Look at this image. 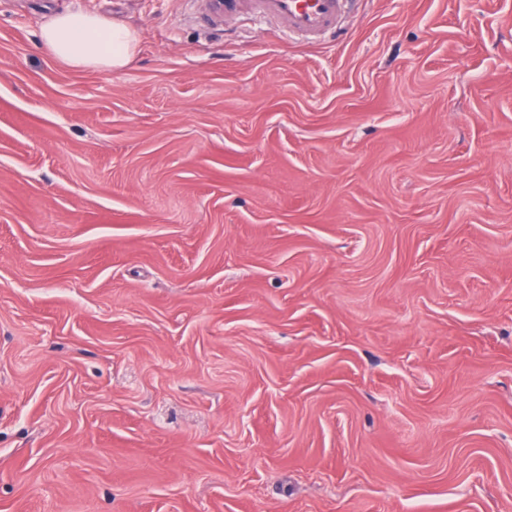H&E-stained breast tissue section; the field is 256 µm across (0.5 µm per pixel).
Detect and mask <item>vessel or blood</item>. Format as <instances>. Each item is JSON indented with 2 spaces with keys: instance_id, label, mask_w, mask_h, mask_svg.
<instances>
[{
  "instance_id": "b4317fda",
  "label": "vessel or blood",
  "mask_w": 512,
  "mask_h": 512,
  "mask_svg": "<svg viewBox=\"0 0 512 512\" xmlns=\"http://www.w3.org/2000/svg\"><path fill=\"white\" fill-rule=\"evenodd\" d=\"M347 0H218L211 11L219 17H257L307 40L336 30Z\"/></svg>"
}]
</instances>
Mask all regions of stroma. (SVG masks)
<instances>
[{
    "mask_svg": "<svg viewBox=\"0 0 512 512\" xmlns=\"http://www.w3.org/2000/svg\"><path fill=\"white\" fill-rule=\"evenodd\" d=\"M0 512H512V0H0ZM211 12L218 16L257 17L307 40L336 30L347 0H213ZM42 44L58 59L103 73L127 67L137 54L139 33L119 22L106 23L81 12L56 14L41 29Z\"/></svg>",
    "mask_w": 512,
    "mask_h": 512,
    "instance_id": "1",
    "label": "stroma"
}]
</instances>
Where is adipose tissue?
<instances>
[{
	"label": "adipose tissue",
	"mask_w": 512,
	"mask_h": 512,
	"mask_svg": "<svg viewBox=\"0 0 512 512\" xmlns=\"http://www.w3.org/2000/svg\"><path fill=\"white\" fill-rule=\"evenodd\" d=\"M40 39L56 58L77 68L103 73L127 67L139 46L136 29L81 12L50 17L41 29Z\"/></svg>",
	"instance_id": "adipose-tissue-1"
}]
</instances>
